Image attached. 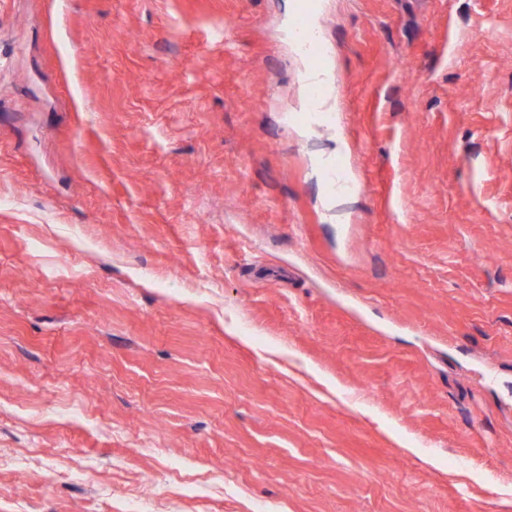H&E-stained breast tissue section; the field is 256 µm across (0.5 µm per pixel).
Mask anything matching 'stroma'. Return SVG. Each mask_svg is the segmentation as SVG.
Here are the masks:
<instances>
[{
    "label": "stroma",
    "instance_id": "stroma-1",
    "mask_svg": "<svg viewBox=\"0 0 512 512\" xmlns=\"http://www.w3.org/2000/svg\"><path fill=\"white\" fill-rule=\"evenodd\" d=\"M1 195L0 512H512V0H0Z\"/></svg>",
    "mask_w": 512,
    "mask_h": 512
}]
</instances>
